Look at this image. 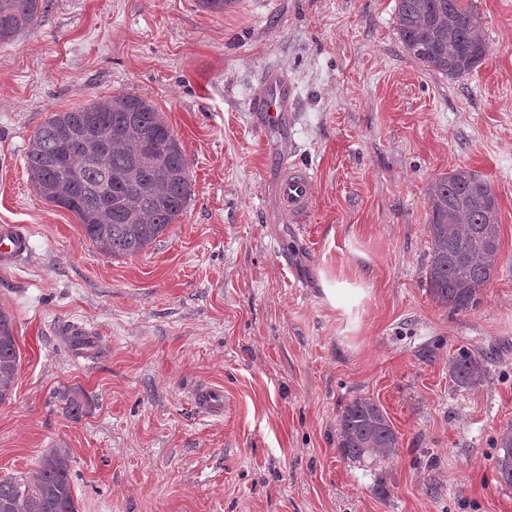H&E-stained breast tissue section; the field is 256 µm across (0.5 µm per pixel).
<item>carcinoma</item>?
<instances>
[{
    "instance_id": "carcinoma-1",
    "label": "carcinoma",
    "mask_w": 512,
    "mask_h": 512,
    "mask_svg": "<svg viewBox=\"0 0 512 512\" xmlns=\"http://www.w3.org/2000/svg\"><path fill=\"white\" fill-rule=\"evenodd\" d=\"M44 0H0V43L33 25ZM396 31L403 49L422 66L458 79L481 66L488 53L481 14L467 0H396ZM27 170L36 194L79 219L86 237L111 258L136 255L157 241L184 213L191 180L182 148L152 103L122 92L72 110L52 112L34 132ZM430 296L454 313L481 303L482 290L501 260L499 206L491 183L460 168L431 180ZM13 314L0 305V403L12 399L21 354ZM492 361L460 347L448 361L457 387L477 386ZM93 403L81 391L66 399L77 419ZM338 451L351 463L375 465L394 457L398 436L384 410L357 397L337 420ZM493 469L512 487V425L493 442ZM0 512H78L71 460L65 448L49 450L37 473L0 476Z\"/></svg>"
}]
</instances>
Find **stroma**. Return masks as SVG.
I'll return each mask as SVG.
<instances>
[{
    "label": "stroma",
    "mask_w": 512,
    "mask_h": 512,
    "mask_svg": "<svg viewBox=\"0 0 512 512\" xmlns=\"http://www.w3.org/2000/svg\"><path fill=\"white\" fill-rule=\"evenodd\" d=\"M474 4L488 53L458 79L403 50L396 0H47L0 43V216L29 243L0 262L21 354L0 476L62 446L80 512H512L492 462L512 424V0ZM272 68L297 112L264 138L250 99ZM121 92L163 112L192 194L159 241L109 258L35 194L26 154L49 113ZM284 138L312 177L296 221L277 198ZM457 167L495 190L502 259L454 314L425 283V189ZM75 328L97 354L72 347ZM462 346L495 353L471 389L448 374ZM210 385L222 415L194 403ZM74 390L95 403L77 419ZM358 396L394 425L389 464L338 452Z\"/></svg>",
    "instance_id": "1"
}]
</instances>
